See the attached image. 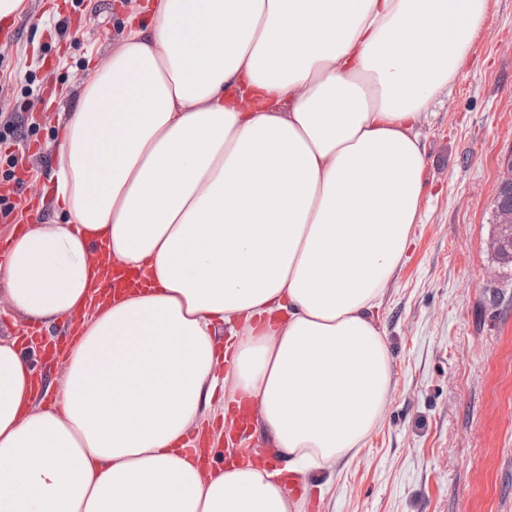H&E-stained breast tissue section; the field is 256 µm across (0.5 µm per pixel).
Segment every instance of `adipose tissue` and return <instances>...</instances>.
Instances as JSON below:
<instances>
[{"label":"adipose tissue","mask_w":512,"mask_h":512,"mask_svg":"<svg viewBox=\"0 0 512 512\" xmlns=\"http://www.w3.org/2000/svg\"><path fill=\"white\" fill-rule=\"evenodd\" d=\"M60 123L12 310L80 318L64 377L0 337V512H300L393 385L374 311L424 194L427 102L489 0H153ZM144 286L95 299V246ZM227 345H220V333ZM250 403L270 467L201 471Z\"/></svg>","instance_id":"ef3b65f1"}]
</instances>
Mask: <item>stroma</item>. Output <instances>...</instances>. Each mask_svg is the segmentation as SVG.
I'll return each instance as SVG.
<instances>
[{
	"label": "stroma",
	"mask_w": 512,
	"mask_h": 512,
	"mask_svg": "<svg viewBox=\"0 0 512 512\" xmlns=\"http://www.w3.org/2000/svg\"><path fill=\"white\" fill-rule=\"evenodd\" d=\"M146 3L27 0L0 23V183L18 159L28 175L0 237L28 223L61 113ZM419 132L421 219L375 311L392 391L318 512H512V268L488 248L499 162L512 150V0H490L473 54Z\"/></svg>",
	"instance_id": "35a3bbf8"
}]
</instances>
